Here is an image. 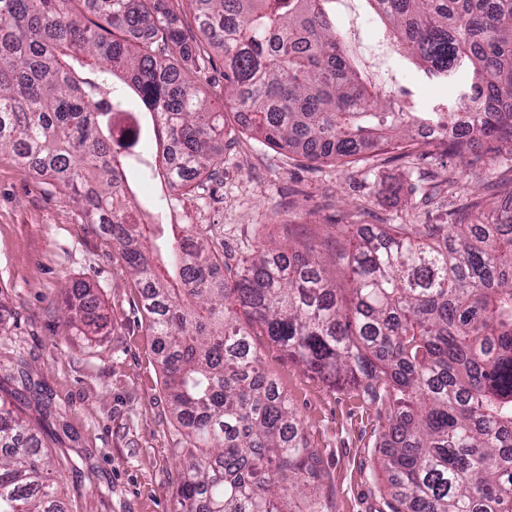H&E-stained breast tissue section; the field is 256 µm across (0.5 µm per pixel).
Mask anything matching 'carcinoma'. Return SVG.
<instances>
[{"label":"carcinoma","mask_w":512,"mask_h":512,"mask_svg":"<svg viewBox=\"0 0 512 512\" xmlns=\"http://www.w3.org/2000/svg\"><path fill=\"white\" fill-rule=\"evenodd\" d=\"M350 1L380 19L383 55L459 83L458 101L414 112L373 83L336 26ZM172 2L0 0V155L64 186L142 288L186 429L174 512H323L320 458L263 371L254 327L303 370L380 403L390 512H512V210L485 224H336L325 252L269 237L235 268L210 224L141 222L128 172L188 199L224 165V120L201 90L209 58ZM184 2L262 144L311 163L350 162L367 144L440 153L485 180L512 161V0ZM137 28L147 36L127 37ZM118 111L142 119L122 141ZM421 125L439 130L427 152ZM62 295L64 327L100 334L88 286ZM40 430L0 398V512H66Z\"/></svg>","instance_id":"cac0c4a2"}]
</instances>
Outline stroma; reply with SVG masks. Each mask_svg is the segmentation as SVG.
Returning <instances> with one entry per match:
<instances>
[{
  "mask_svg": "<svg viewBox=\"0 0 512 512\" xmlns=\"http://www.w3.org/2000/svg\"><path fill=\"white\" fill-rule=\"evenodd\" d=\"M339 23L360 36L362 62L388 94L409 92L422 112L456 95L454 86L426 82L410 61L382 64L371 19L354 22L343 14ZM202 90L236 140L224 150L219 175L200 178L193 200L177 205L173 221L213 225L233 262H242L257 239L315 244L336 224H454L463 210L490 220L512 196L510 161L497 164L485 182L454 158L408 162L369 150L358 164L340 167L263 145L224 104L220 56H213ZM73 282L89 285L96 297L102 335L88 338L63 326L61 290ZM0 294L12 309L0 365L23 359L38 385L32 393L6 377L0 393L34 423L36 393L60 407V421L43 426L41 435L51 454L68 460L60 480L68 512H173L176 450L184 435L170 414L141 288L63 187L21 172L6 156H0ZM252 343L328 472L320 490L325 512H384L378 403L303 371L265 336Z\"/></svg>",
  "mask_w": 512,
  "mask_h": 512,
  "instance_id": "1",
  "label": "stroma"
}]
</instances>
